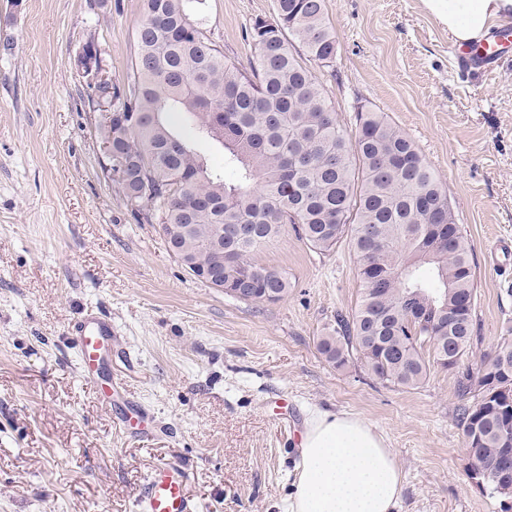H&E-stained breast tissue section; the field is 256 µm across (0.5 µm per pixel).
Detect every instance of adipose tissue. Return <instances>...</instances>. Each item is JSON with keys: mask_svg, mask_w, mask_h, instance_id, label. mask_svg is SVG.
<instances>
[{"mask_svg": "<svg viewBox=\"0 0 512 512\" xmlns=\"http://www.w3.org/2000/svg\"><path fill=\"white\" fill-rule=\"evenodd\" d=\"M457 43L484 37L512 16V0H424ZM290 512H396L402 480L395 454L364 420L317 412L299 448Z\"/></svg>", "mask_w": 512, "mask_h": 512, "instance_id": "1", "label": "adipose tissue"}]
</instances>
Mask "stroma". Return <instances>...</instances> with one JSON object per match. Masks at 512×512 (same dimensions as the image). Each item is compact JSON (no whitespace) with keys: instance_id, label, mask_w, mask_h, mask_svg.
I'll return each instance as SVG.
<instances>
[{"instance_id":"35a3bbf8","label":"stroma","mask_w":512,"mask_h":512,"mask_svg":"<svg viewBox=\"0 0 512 512\" xmlns=\"http://www.w3.org/2000/svg\"><path fill=\"white\" fill-rule=\"evenodd\" d=\"M332 67H315L347 134L388 113L448 188L478 276L474 351L512 336V286L488 241L512 237V56L486 75L458 60L422 0H326ZM272 0H207L206 28L248 67L246 23ZM141 0H0V512H136L151 470L190 473L200 512H289L310 413L355 415L403 474L397 512H512L470 478L455 420L462 368L415 388L317 350L358 299L347 245L320 254L285 231L254 259L285 274L278 303L241 302L191 276L158 225L138 224L102 172L97 116L75 62L98 39L113 75L134 59ZM88 308L123 339L98 385L67 332ZM151 415L131 435L125 400Z\"/></svg>"}]
</instances>
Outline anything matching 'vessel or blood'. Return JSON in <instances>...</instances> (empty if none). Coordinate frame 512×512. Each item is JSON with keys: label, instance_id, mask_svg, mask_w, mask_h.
<instances>
[{"label": "vessel or blood", "instance_id": "b4317fda", "mask_svg": "<svg viewBox=\"0 0 512 512\" xmlns=\"http://www.w3.org/2000/svg\"><path fill=\"white\" fill-rule=\"evenodd\" d=\"M511 51L512 25L500 27L482 40L454 48L469 68L482 73L496 71L502 57ZM70 336L79 354L82 377L95 381L105 354L115 341L111 321L98 311H89L71 329ZM188 481L183 466L168 464L153 469L138 502L139 512H198L199 506L188 491Z\"/></svg>", "mask_w": 512, "mask_h": 512}]
</instances>
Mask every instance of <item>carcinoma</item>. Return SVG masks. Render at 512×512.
I'll return each instance as SVG.
<instances>
[{
	"mask_svg": "<svg viewBox=\"0 0 512 512\" xmlns=\"http://www.w3.org/2000/svg\"><path fill=\"white\" fill-rule=\"evenodd\" d=\"M142 2L134 63L111 79L112 111L124 123L98 127L112 135V187L137 223H150L153 210L164 224L220 236L224 294L255 303L288 295V278L254 260L287 228L321 254L348 243L359 299L317 343L338 369L356 360L384 384L416 387L430 368L472 357L476 266L447 186L384 112L355 107L357 134L347 139L327 90L296 59L299 46L321 66L333 63L326 0H273V19L252 18L245 71L207 36L206 0ZM203 237L193 230L188 245L206 268L213 255ZM374 266L391 272L378 299ZM459 297L469 307L455 316ZM430 303L428 319L414 318V306ZM457 398L466 451L497 492L499 476L512 470L501 450L512 436V339L460 377Z\"/></svg>",
	"mask_w": 512,
	"mask_h": 512,
	"instance_id": "obj_1",
	"label": "carcinoma"
}]
</instances>
